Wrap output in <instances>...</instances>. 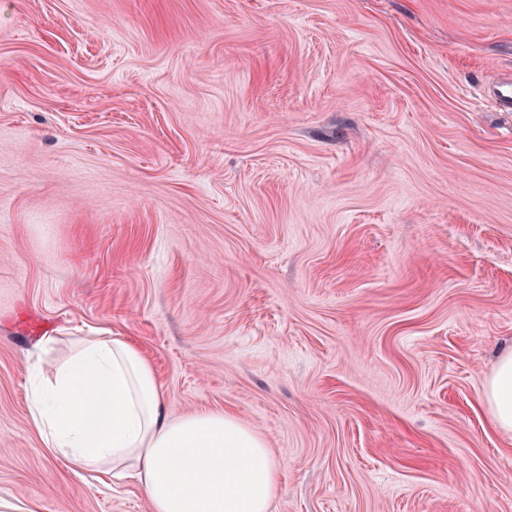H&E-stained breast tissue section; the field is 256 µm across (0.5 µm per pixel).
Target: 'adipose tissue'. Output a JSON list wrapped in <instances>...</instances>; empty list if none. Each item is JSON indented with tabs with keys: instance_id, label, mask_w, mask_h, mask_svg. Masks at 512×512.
I'll return each instance as SVG.
<instances>
[{
	"instance_id": "1",
	"label": "adipose tissue",
	"mask_w": 512,
	"mask_h": 512,
	"mask_svg": "<svg viewBox=\"0 0 512 512\" xmlns=\"http://www.w3.org/2000/svg\"><path fill=\"white\" fill-rule=\"evenodd\" d=\"M67 342L34 388L30 425L44 448L77 474L129 473L151 512H270L281 464L235 415L171 417L152 363L117 336H45L47 354ZM494 425L512 431V353L484 389Z\"/></svg>"
}]
</instances>
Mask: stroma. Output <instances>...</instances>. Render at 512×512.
Segmentation results:
<instances>
[{
	"label": "stroma",
	"mask_w": 512,
	"mask_h": 512,
	"mask_svg": "<svg viewBox=\"0 0 512 512\" xmlns=\"http://www.w3.org/2000/svg\"><path fill=\"white\" fill-rule=\"evenodd\" d=\"M511 70L512 0H0V494L150 512L32 430L38 321L260 434L270 512H512ZM489 101L498 109L512 112V72L509 76L498 79L488 89ZM484 400L494 425L507 433L512 431V353L501 358L484 389Z\"/></svg>",
	"instance_id": "35a3bbf8"
}]
</instances>
